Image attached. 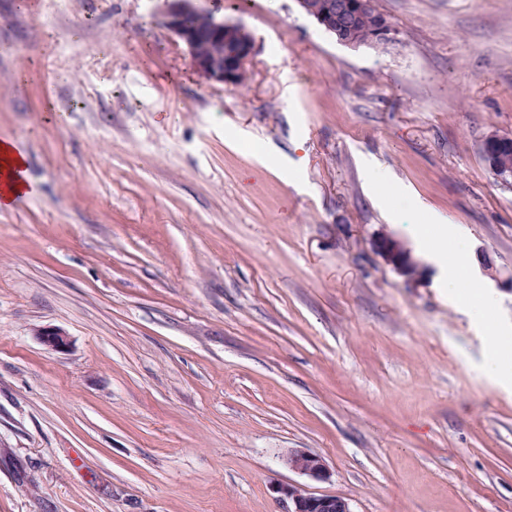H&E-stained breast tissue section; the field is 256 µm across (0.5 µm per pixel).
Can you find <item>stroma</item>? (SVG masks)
Listing matches in <instances>:
<instances>
[{"instance_id": "35a3bbf8", "label": "stroma", "mask_w": 512, "mask_h": 512, "mask_svg": "<svg viewBox=\"0 0 512 512\" xmlns=\"http://www.w3.org/2000/svg\"><path fill=\"white\" fill-rule=\"evenodd\" d=\"M345 47L295 0H200L255 51L199 74L154 0H0V512H512V0H375ZM461 228L460 276L408 285L379 237ZM63 330L67 349L43 345ZM327 477L293 471L291 450ZM482 149L492 174L505 185L512 183V136L492 133L483 141ZM0 208H10L18 198L34 192L27 175L26 156L10 139L0 140ZM289 467L311 479L321 480L326 475V464L323 458L315 453L295 449L288 454ZM277 493L291 503L289 512H351L346 499L311 493L302 485H284L277 489Z\"/></svg>"}]
</instances>
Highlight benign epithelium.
Masks as SVG:
<instances>
[{"label":"benign epithelium","instance_id":"obj_1","mask_svg":"<svg viewBox=\"0 0 512 512\" xmlns=\"http://www.w3.org/2000/svg\"><path fill=\"white\" fill-rule=\"evenodd\" d=\"M162 24L182 43L196 70L209 80L236 87L247 69L254 51L251 33L241 24L199 9L196 0H161ZM301 11L337 35L342 44L349 43L348 30L364 13L376 10L374 0H359L352 5L344 0H297ZM344 17V25L336 27V17ZM204 19L206 26L188 24L190 19ZM395 31L386 19L378 20L373 39L387 44L394 41ZM492 174L503 184L512 183V136L492 133L482 144ZM376 251L386 263L408 282L420 280L419 261L400 241L385 235L376 243ZM41 342L52 350L62 351L69 345L68 336L60 329L47 328L39 333ZM289 467L311 479L321 480L326 475L323 458L315 453L295 449L288 454ZM288 499L290 512H351L346 499L334 495L309 492L304 486L288 484L277 489Z\"/></svg>","mask_w":512,"mask_h":512}]
</instances>
